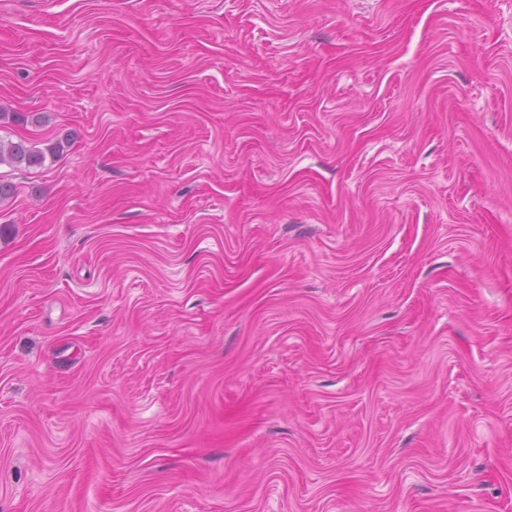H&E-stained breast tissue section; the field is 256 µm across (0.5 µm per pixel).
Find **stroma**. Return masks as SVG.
<instances>
[{"mask_svg":"<svg viewBox=\"0 0 512 512\" xmlns=\"http://www.w3.org/2000/svg\"><path fill=\"white\" fill-rule=\"evenodd\" d=\"M0 512H512V0H0ZM62 151L63 145L59 142L46 148L45 151L25 139H21L18 142H8L7 144H3L0 140V165L7 163L9 165L42 167L47 159L46 152L54 160Z\"/></svg>","mask_w":512,"mask_h":512,"instance_id":"obj_1","label":"stroma"}]
</instances>
